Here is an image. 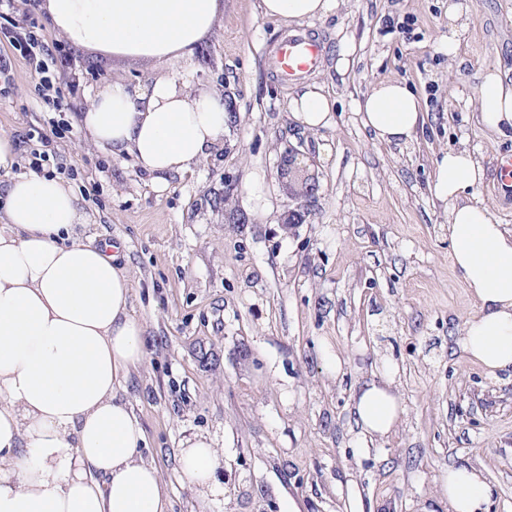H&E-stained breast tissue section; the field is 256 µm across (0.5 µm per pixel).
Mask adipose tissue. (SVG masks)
Returning a JSON list of instances; mask_svg holds the SVG:
<instances>
[{
	"mask_svg": "<svg viewBox=\"0 0 512 512\" xmlns=\"http://www.w3.org/2000/svg\"><path fill=\"white\" fill-rule=\"evenodd\" d=\"M332 0H260L263 16L303 21ZM52 27L73 46L137 63L191 54L215 29L222 0H41ZM484 127L512 132V75L481 76ZM317 130L333 104L314 83L290 102ZM362 123L386 144L414 140L425 116L399 81L376 82ZM221 97L190 92L175 75L133 93L119 79L82 112L94 142L130 154L150 173L191 169L223 137ZM429 190L448 205L455 269L477 303L461 329L467 356L490 373L512 370V228L497 223L474 194L485 174L473 153L450 149L436 161ZM0 512H168L144 433L116 395L144 358L143 327L127 310L131 281L115 255L73 238L82 199L59 178L18 176L0 193ZM358 425L384 436L399 422L389 381L364 384L354 398ZM223 453L210 439L187 440L182 473L206 487ZM448 512H486L492 488L474 466L452 467L443 485Z\"/></svg>",
	"mask_w": 512,
	"mask_h": 512,
	"instance_id": "adipose-tissue-1",
	"label": "adipose tissue"
}]
</instances>
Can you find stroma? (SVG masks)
I'll return each mask as SVG.
<instances>
[{
    "label": "stroma",
    "instance_id": "35a3bbf8",
    "mask_svg": "<svg viewBox=\"0 0 512 512\" xmlns=\"http://www.w3.org/2000/svg\"><path fill=\"white\" fill-rule=\"evenodd\" d=\"M452 3L463 11L453 34ZM257 4L224 0L213 33L170 62L76 51L56 74V110L14 57L0 135L17 154L0 186L34 172L64 179L88 214L75 237L119 246L145 350L119 395L170 512H448L435 488L461 465L483 469L488 512H512V375H489L461 349L476 305L453 268L447 205L428 187L443 151L469 149L486 169L477 196L512 227V194L491 191L512 137L488 135L476 107L481 74L512 70V0H333L301 22L263 17ZM294 35L326 47L310 77L335 102L330 127L308 130L291 113L302 84L273 60ZM174 73L237 104L223 141L190 171L158 177L89 140L78 114L113 79L142 90ZM385 80L420 99L414 143L375 144L362 124L360 101ZM291 147L318 189L305 223L288 229L278 165ZM34 148L45 153L35 170ZM386 373L400 422L371 439L352 400ZM196 436L223 451L236 495L215 478L204 490L184 482L180 454Z\"/></svg>",
    "mask_w": 512,
    "mask_h": 512
}]
</instances>
